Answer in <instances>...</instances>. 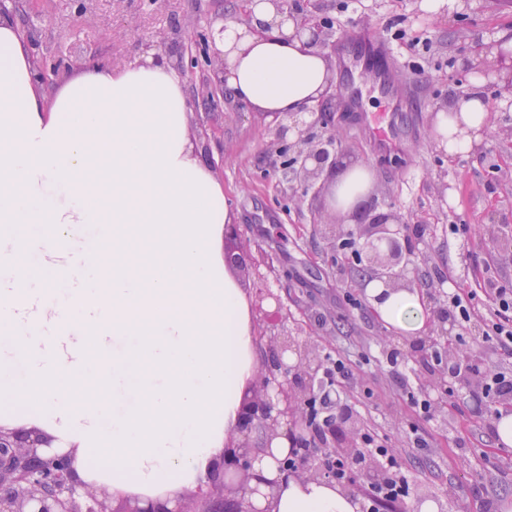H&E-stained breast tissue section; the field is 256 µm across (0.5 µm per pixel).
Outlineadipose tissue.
Listing matches in <instances>:
<instances>
[{
  "label": "adipose tissue",
  "instance_id": "adipose-tissue-1",
  "mask_svg": "<svg viewBox=\"0 0 512 512\" xmlns=\"http://www.w3.org/2000/svg\"><path fill=\"white\" fill-rule=\"evenodd\" d=\"M224 94L253 112H305L331 76L325 56L269 0L228 24ZM176 66L147 53L126 68L86 64L45 99L26 40L0 20V398L90 439L115 488L174 491L205 473L253 369L249 308L214 253L232 216L190 143ZM479 83L435 133L449 155L483 138ZM386 324L425 326L419 292L375 302ZM112 351L111 409L75 404L88 342ZM280 512H356L323 484H290Z\"/></svg>",
  "mask_w": 512,
  "mask_h": 512
}]
</instances>
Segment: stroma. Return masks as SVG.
Listing matches in <instances>:
<instances>
[{"label":"stroma","instance_id":"obj_1","mask_svg":"<svg viewBox=\"0 0 512 512\" xmlns=\"http://www.w3.org/2000/svg\"><path fill=\"white\" fill-rule=\"evenodd\" d=\"M81 2L32 0L34 22L42 27L37 54L65 63L93 58L121 68L142 54L157 31L186 30L208 18L232 21L239 4L179 0L172 14L151 0H123L118 8L112 0H95L92 15L83 17ZM317 7L334 22L333 32L318 45L325 55L347 31L366 28L388 38L403 30L396 74L412 81L402 114L405 153L387 160L375 156L358 131L356 114L343 111L341 96L349 86L345 70L352 65L347 54L333 70L328 123L320 133L334 137L343 164L370 168L379 211L423 226V235L412 240L414 254L403 278L425 295L428 309L449 307L455 289L476 291L470 321L448 320V340L459 362L477 364L482 380L512 377V357L491 345L478 359L470 351L472 337L483 335L491 323L480 286L491 281L512 287V104L499 97L512 73L486 75L491 128L471 154L448 157L434 128L438 112L473 77L468 61L484 58L489 41L512 30V4L456 0L453 8L430 12L422 0H363L354 18L348 17L345 0H317ZM189 130L200 156L215 163L213 173L234 223L245 227L251 270L266 276L288 306L289 335L355 363L354 380L337 393L365 428L397 450L411 491L395 512H414L424 503L434 512H502V503L512 504V450L497 445L493 407L481 391L467 392L454 380L449 392L435 390L436 363L384 324L353 260L335 256L336 231L350 220L330 206L329 178H317L311 188L284 182L275 165L273 131L258 114L209 112L197 100ZM455 224L467 225V232L453 233ZM394 350L407 359L414 389L430 395L429 416L410 406L387 364Z\"/></svg>","mask_w":512,"mask_h":512}]
</instances>
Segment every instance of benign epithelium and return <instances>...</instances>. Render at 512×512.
<instances>
[{
    "mask_svg": "<svg viewBox=\"0 0 512 512\" xmlns=\"http://www.w3.org/2000/svg\"><path fill=\"white\" fill-rule=\"evenodd\" d=\"M268 2L294 17L298 37L307 31L315 37L334 27L316 12L300 15L295 0ZM187 59L209 68L206 101L214 104L216 96H224V53L216 47L213 22L197 29L195 39L177 56L176 67L185 70ZM270 123L275 126L279 168L286 176L284 157L302 142L308 123L282 112L274 113ZM297 158L299 170L307 174L327 170L334 177L340 168L331 139L298 151ZM352 213L360 215L359 225L342 232L338 244L368 263L371 279L382 284L386 297L396 291L397 267L409 262L415 227L396 222L391 213H374L366 198ZM242 237L241 225H224V266L235 275L248 271ZM256 293L253 321L265 332L252 337L255 367L242 388L224 448L205 476L196 479L191 496L108 493L80 476L75 448L63 447L34 426L0 424V503H10L7 512H279L291 482L303 487L328 484L351 495L350 478L336 479L331 467L336 458L357 454L361 423L339 404L334 387L318 385L326 356L299 347L280 329L288 315L281 298L267 287ZM110 501L118 507L109 508Z\"/></svg>",
    "mask_w": 512,
    "mask_h": 512,
    "instance_id": "1",
    "label": "benign epithelium"
}]
</instances>
